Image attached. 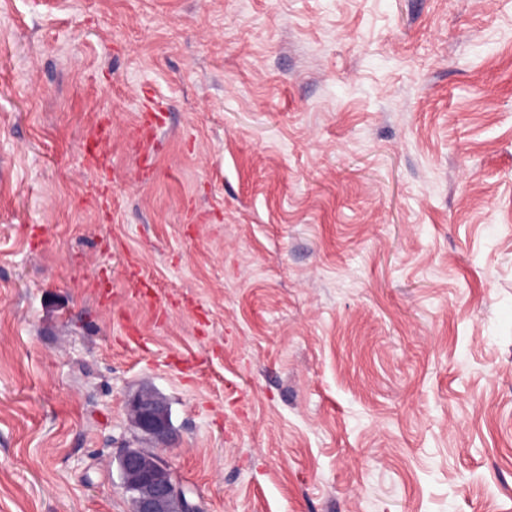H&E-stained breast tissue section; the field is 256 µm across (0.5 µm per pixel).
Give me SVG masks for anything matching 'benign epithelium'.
Returning <instances> with one entry per match:
<instances>
[{"label":"benign epithelium","instance_id":"1","mask_svg":"<svg viewBox=\"0 0 512 512\" xmlns=\"http://www.w3.org/2000/svg\"><path fill=\"white\" fill-rule=\"evenodd\" d=\"M131 415L141 436L154 444L152 448H122L118 465L122 487L133 504V512H172V504L183 500L181 512H198L185 499L187 493L166 463L159 462L161 451L172 434L169 406L152 390H142L128 401Z\"/></svg>","mask_w":512,"mask_h":512}]
</instances>
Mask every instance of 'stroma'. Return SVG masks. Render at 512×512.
Masks as SVG:
<instances>
[{"mask_svg": "<svg viewBox=\"0 0 512 512\" xmlns=\"http://www.w3.org/2000/svg\"><path fill=\"white\" fill-rule=\"evenodd\" d=\"M512 512V0H0V512ZM127 407L141 436L155 445L154 448L128 446L119 451L122 487L132 501L133 512H172L175 500L183 501L180 511L198 512L171 467L158 460L163 459L161 451L172 434L166 400L147 389L135 393Z\"/></svg>", "mask_w": 512, "mask_h": 512, "instance_id": "1", "label": "stroma"}]
</instances>
